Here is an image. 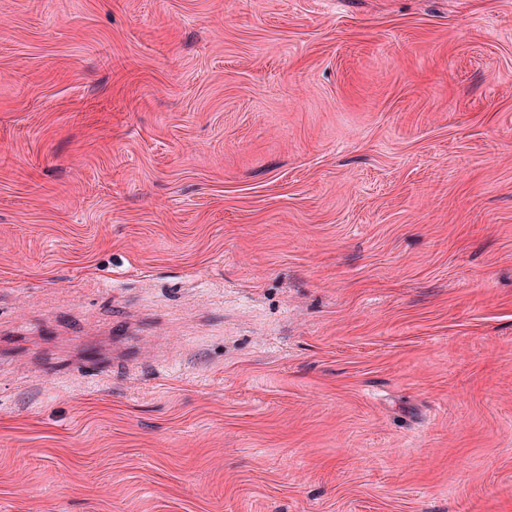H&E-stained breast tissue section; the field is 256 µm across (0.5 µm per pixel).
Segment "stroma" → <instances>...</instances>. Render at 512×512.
<instances>
[{"mask_svg": "<svg viewBox=\"0 0 512 512\" xmlns=\"http://www.w3.org/2000/svg\"><path fill=\"white\" fill-rule=\"evenodd\" d=\"M0 512H512V0H0Z\"/></svg>", "mask_w": 512, "mask_h": 512, "instance_id": "stroma-1", "label": "stroma"}]
</instances>
